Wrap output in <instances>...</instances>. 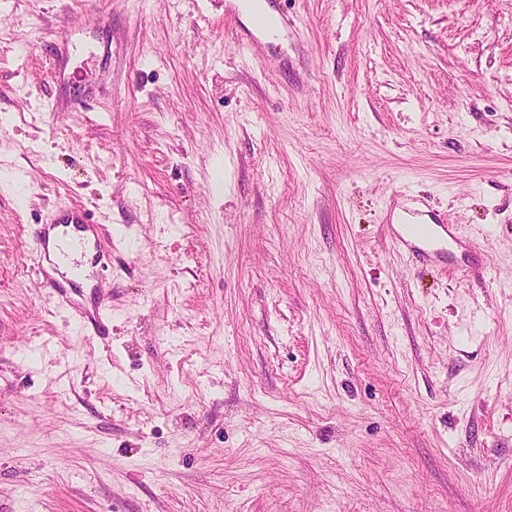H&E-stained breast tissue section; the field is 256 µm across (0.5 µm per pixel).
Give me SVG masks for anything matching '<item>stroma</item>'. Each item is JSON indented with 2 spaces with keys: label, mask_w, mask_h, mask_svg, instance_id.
<instances>
[{
  "label": "stroma",
  "mask_w": 512,
  "mask_h": 512,
  "mask_svg": "<svg viewBox=\"0 0 512 512\" xmlns=\"http://www.w3.org/2000/svg\"><path fill=\"white\" fill-rule=\"evenodd\" d=\"M284 9L258 57L224 0H0V512H512V0ZM407 187L481 277L395 244ZM49 220L35 232L42 250V260L54 263L51 252L60 259H69L73 254H80L84 258L87 253L93 252V264L111 257L112 234L105 233L100 224H94L82 206H60ZM60 225L64 229L52 237L51 232Z\"/></svg>",
  "instance_id": "1"
}]
</instances>
